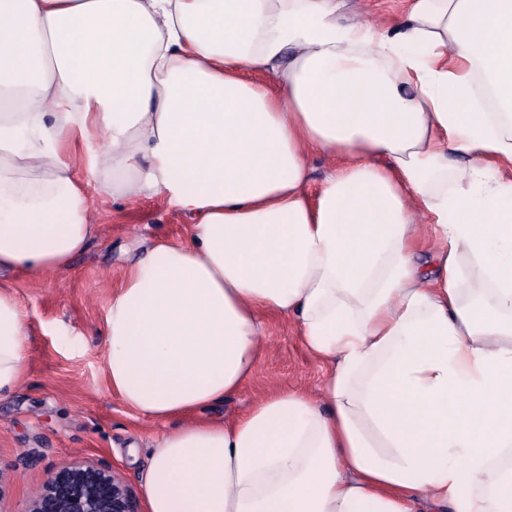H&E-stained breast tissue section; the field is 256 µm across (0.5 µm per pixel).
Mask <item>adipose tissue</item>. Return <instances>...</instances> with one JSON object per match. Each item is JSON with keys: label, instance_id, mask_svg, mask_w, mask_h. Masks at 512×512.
I'll use <instances>...</instances> for the list:
<instances>
[{"label": "adipose tissue", "instance_id": "1", "mask_svg": "<svg viewBox=\"0 0 512 512\" xmlns=\"http://www.w3.org/2000/svg\"><path fill=\"white\" fill-rule=\"evenodd\" d=\"M342 7L0 0V268L67 271L96 198L189 224L105 317L110 392L185 420L148 450L149 512H512V0ZM271 316L321 390L217 417ZM27 336L0 285V396ZM343 9L345 16L366 12L385 18L388 23L400 21L406 14L411 0H346Z\"/></svg>", "mask_w": 512, "mask_h": 512}]
</instances>
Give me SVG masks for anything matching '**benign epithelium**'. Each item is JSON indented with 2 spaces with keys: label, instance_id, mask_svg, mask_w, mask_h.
<instances>
[{
  "label": "benign epithelium",
  "instance_id": "1",
  "mask_svg": "<svg viewBox=\"0 0 512 512\" xmlns=\"http://www.w3.org/2000/svg\"><path fill=\"white\" fill-rule=\"evenodd\" d=\"M24 512H139L133 492L105 460L54 469Z\"/></svg>",
  "mask_w": 512,
  "mask_h": 512
}]
</instances>
